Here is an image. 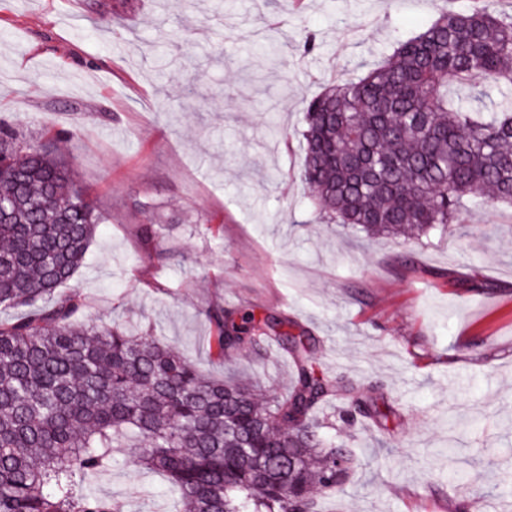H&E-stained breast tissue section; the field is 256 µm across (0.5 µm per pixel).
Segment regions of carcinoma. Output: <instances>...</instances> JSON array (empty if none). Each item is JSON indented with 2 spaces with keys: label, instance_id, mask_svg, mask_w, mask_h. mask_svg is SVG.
<instances>
[{
  "label": "carcinoma",
  "instance_id": "1",
  "mask_svg": "<svg viewBox=\"0 0 512 512\" xmlns=\"http://www.w3.org/2000/svg\"><path fill=\"white\" fill-rule=\"evenodd\" d=\"M495 0L441 12L365 74L305 100L300 179L320 213L368 236L443 235L463 201L512 207V102L473 109L458 86L512 87V15ZM0 123V512H124L100 494L114 452L164 476L179 512H316L315 491L345 485L352 451L316 417L347 392L306 332L234 306L207 312L225 360L276 344L292 360L284 395L209 377L178 347L78 318L62 292L102 212L57 152Z\"/></svg>",
  "mask_w": 512,
  "mask_h": 512
}]
</instances>
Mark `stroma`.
I'll list each match as a JSON object with an SVG mask.
<instances>
[{"label":"stroma","mask_w":512,"mask_h":512,"mask_svg":"<svg viewBox=\"0 0 512 512\" xmlns=\"http://www.w3.org/2000/svg\"><path fill=\"white\" fill-rule=\"evenodd\" d=\"M471 3L0 0V122L27 140L59 134L107 216L71 282L83 318L276 393L290 359H215L205 311L306 330L351 388L325 411L358 459L320 512H512V208L475 199L450 236L368 237L324 223L299 178L306 98ZM366 397L393 424L355 412ZM126 459L101 494L126 512L173 507L165 479L134 477Z\"/></svg>","instance_id":"1"}]
</instances>
